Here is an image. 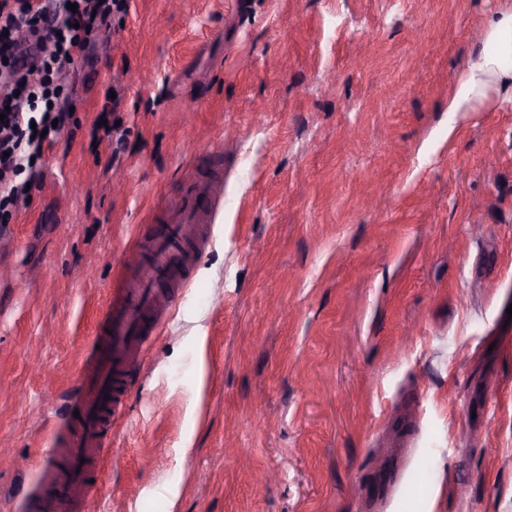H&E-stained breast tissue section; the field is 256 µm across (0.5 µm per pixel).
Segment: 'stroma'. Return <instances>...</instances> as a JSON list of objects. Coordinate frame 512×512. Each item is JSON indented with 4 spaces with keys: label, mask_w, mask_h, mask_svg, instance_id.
<instances>
[{
    "label": "stroma",
    "mask_w": 512,
    "mask_h": 512,
    "mask_svg": "<svg viewBox=\"0 0 512 512\" xmlns=\"http://www.w3.org/2000/svg\"><path fill=\"white\" fill-rule=\"evenodd\" d=\"M502 4L130 0L0 224V512L137 233L217 172L91 512H512V104L448 109Z\"/></svg>",
    "instance_id": "35a3bbf8"
}]
</instances>
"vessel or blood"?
<instances>
[{
    "instance_id": "vessel-or-blood-1",
    "label": "vessel or blood",
    "mask_w": 512,
    "mask_h": 512,
    "mask_svg": "<svg viewBox=\"0 0 512 512\" xmlns=\"http://www.w3.org/2000/svg\"><path fill=\"white\" fill-rule=\"evenodd\" d=\"M202 197L209 201L211 213H218L224 197L223 179L206 182L194 195L179 199L171 209L165 235L152 239L147 260H129L118 278L105 311L106 332L93 336L70 395L69 406L78 413L72 436L65 447L50 449L46 463L37 471V483L47 490L37 512H69L74 495L94 496L97 474L87 468L85 460L89 454L101 456L108 451L101 412L119 413L120 396L125 392L116 366L149 348L153 335L146 326L164 315L152 283L180 270L189 248L202 251L209 245V237L199 234L197 228Z\"/></svg>"
}]
</instances>
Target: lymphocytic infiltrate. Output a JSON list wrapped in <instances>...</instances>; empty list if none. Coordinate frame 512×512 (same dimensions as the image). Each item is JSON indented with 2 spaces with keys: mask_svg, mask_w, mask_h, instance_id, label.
Listing matches in <instances>:
<instances>
[{
  "mask_svg": "<svg viewBox=\"0 0 512 512\" xmlns=\"http://www.w3.org/2000/svg\"><path fill=\"white\" fill-rule=\"evenodd\" d=\"M0 0V222L27 205L70 118L64 71L86 59L128 0Z\"/></svg>",
  "mask_w": 512,
  "mask_h": 512,
  "instance_id": "1",
  "label": "lymphocytic infiltrate"
}]
</instances>
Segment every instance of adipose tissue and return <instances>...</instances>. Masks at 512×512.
I'll return each mask as SVG.
<instances>
[{
    "label": "adipose tissue",
    "instance_id": "ef3b65f1",
    "mask_svg": "<svg viewBox=\"0 0 512 512\" xmlns=\"http://www.w3.org/2000/svg\"><path fill=\"white\" fill-rule=\"evenodd\" d=\"M487 41L496 45L494 55L485 53L474 56L467 68L456 78L454 90L448 98V109L452 112L467 111L473 101L485 98L491 87L504 89L512 101V71L504 70L499 59L512 55V0H506L486 30Z\"/></svg>",
    "mask_w": 512,
    "mask_h": 512
}]
</instances>
